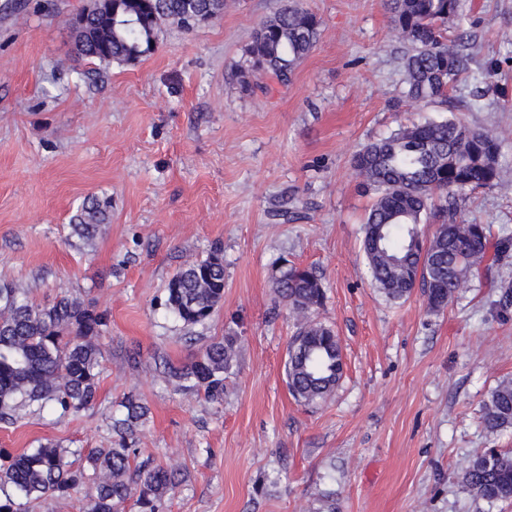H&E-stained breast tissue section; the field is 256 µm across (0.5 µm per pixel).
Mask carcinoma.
<instances>
[{
  "label": "carcinoma",
  "mask_w": 512,
  "mask_h": 512,
  "mask_svg": "<svg viewBox=\"0 0 512 512\" xmlns=\"http://www.w3.org/2000/svg\"><path fill=\"white\" fill-rule=\"evenodd\" d=\"M137 24H109L92 2L69 20L74 40L84 45L78 57L101 63L129 62L153 54L162 26L194 29L189 12L224 13V0H132ZM392 31L410 47L404 59V98L416 103L448 104V91L468 69L471 54L463 31L462 0H386ZM321 21L299 0H281L278 10L255 31L238 77L263 73L286 84L319 38ZM458 34L448 37V29ZM503 135L474 128L456 117L402 125L364 146L353 159L361 188L373 197L363 228L362 250L368 272L390 301L407 300L420 289L429 309L452 302L459 284L494 260L509 257L512 234L491 241L485 224L456 219V199L502 183ZM111 202L91 194L71 217L70 235L90 244L109 223ZM435 224L426 237L421 225ZM279 296L296 315L286 375L292 395L306 404L326 400L343 371L334 331L313 318L325 290L310 269L288 264L273 276ZM224 298V257L214 249L176 272L167 285L165 307L186 326L204 324ZM107 316L90 303L63 291L51 305L32 300L30 291L0 282V422H13L25 404L37 413L61 416L97 404L100 373L98 341ZM237 358L232 336L212 342L181 366L167 367L176 386L202 389L219 402L225 375ZM121 415L112 419V447L84 452L50 441L19 452L0 450V512H29L47 496L67 498L86 491L83 512H162L164 499L179 483L174 464L131 468L128 439L149 413L140 398L128 395ZM483 426L490 435L512 429V381L504 380L483 401ZM461 487L490 505L512 503V451L489 448L458 473Z\"/></svg>",
  "instance_id": "carcinoma-1"
}]
</instances>
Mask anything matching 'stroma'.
<instances>
[{
	"label": "stroma",
	"mask_w": 512,
	"mask_h": 512,
	"mask_svg": "<svg viewBox=\"0 0 512 512\" xmlns=\"http://www.w3.org/2000/svg\"><path fill=\"white\" fill-rule=\"evenodd\" d=\"M86 2L0 0V282L39 304L64 287L107 314L98 401L51 422L18 408L0 448L111 447V418L134 392L149 408L136 462L173 458L184 473L164 512H319L326 494L339 512H512L457 480L484 449H512V430L487 435L481 411L512 379V309L495 305L512 257L474 272L441 311L418 291L387 301L363 259L372 198L352 164L413 121L512 132V47L500 40L512 0H465L474 59L447 108L405 102L408 46L384 0H304L322 20L316 47L289 84L256 74L246 88L236 67L277 0H224L219 19L167 24L152 56L110 65L72 52L66 21ZM502 166L506 188L460 197V219L512 229V135ZM94 193L111 197V219L79 248L70 218ZM216 248L224 299L208 323L184 326L166 312L167 283ZM281 258L321 277L314 317L342 346L343 377L317 405L288 389ZM226 336L239 349L221 402L165 380V366Z\"/></svg>",
	"instance_id": "stroma-1"
}]
</instances>
